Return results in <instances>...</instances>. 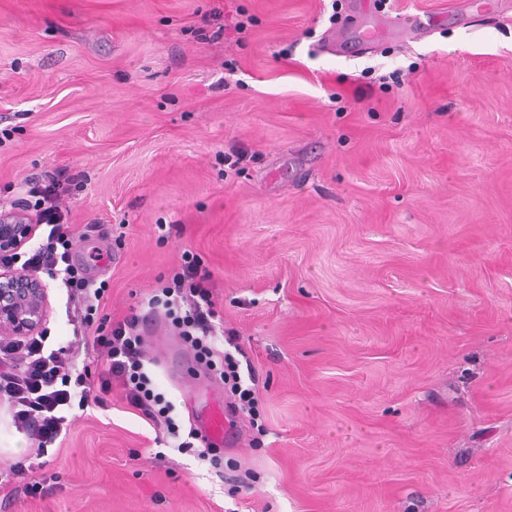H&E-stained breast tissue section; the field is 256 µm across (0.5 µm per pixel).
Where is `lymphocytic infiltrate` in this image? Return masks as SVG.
Instances as JSON below:
<instances>
[{"label": "lymphocytic infiltrate", "instance_id": "lymphocytic-infiltrate-1", "mask_svg": "<svg viewBox=\"0 0 512 512\" xmlns=\"http://www.w3.org/2000/svg\"><path fill=\"white\" fill-rule=\"evenodd\" d=\"M27 202L37 223L46 225L48 234L27 259L18 255H0V264L19 266L21 271L46 270L48 275L63 272V283L71 294L80 295L84 309L74 326L82 332L90 323L105 296V286L97 285L91 268L72 261L73 239L63 226L61 210L68 189L53 174L31 178ZM150 310L164 309L179 326L180 334L197 355L209 357L218 339L213 323L216 314L211 276L188 263L182 274L162 287L159 295L147 302ZM138 314H131L105 328H99L94 340L101 350L100 365L71 375L73 362L67 348L46 350L45 333L22 339L0 341V395L15 409L14 421L41 444L54 443L68 432L71 423L66 411L72 404L85 407L99 402L101 394L113 385L122 386L129 405L141 410L153 424L165 425L170 435H178L179 426L172 412L174 405L157 392L145 367L144 339L137 333Z\"/></svg>", "mask_w": 512, "mask_h": 512}]
</instances>
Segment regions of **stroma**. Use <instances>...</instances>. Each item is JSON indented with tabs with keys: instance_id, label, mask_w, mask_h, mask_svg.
I'll use <instances>...</instances> for the list:
<instances>
[{
	"instance_id": "stroma-1",
	"label": "stroma",
	"mask_w": 512,
	"mask_h": 512,
	"mask_svg": "<svg viewBox=\"0 0 512 512\" xmlns=\"http://www.w3.org/2000/svg\"><path fill=\"white\" fill-rule=\"evenodd\" d=\"M469 2L0 0V211L78 181L100 322L194 254L259 398L216 467L117 386L45 447L0 400V457L45 480L0 477V512H512V0ZM46 283V346L84 361ZM140 332L181 432L228 402L170 320Z\"/></svg>"
}]
</instances>
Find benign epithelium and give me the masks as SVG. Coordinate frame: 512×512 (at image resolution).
Listing matches in <instances>:
<instances>
[{"instance_id":"obj_1","label":"benign epithelium","mask_w":512,"mask_h":512,"mask_svg":"<svg viewBox=\"0 0 512 512\" xmlns=\"http://www.w3.org/2000/svg\"><path fill=\"white\" fill-rule=\"evenodd\" d=\"M37 225L22 211L0 213V254L20 252ZM48 316L47 285L36 275L0 267V335L22 338L44 329Z\"/></svg>"}]
</instances>
